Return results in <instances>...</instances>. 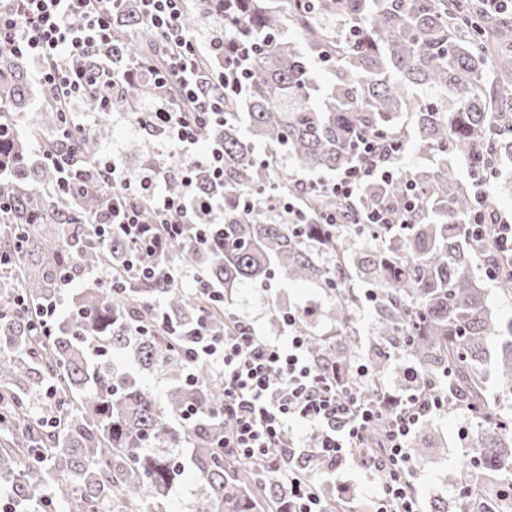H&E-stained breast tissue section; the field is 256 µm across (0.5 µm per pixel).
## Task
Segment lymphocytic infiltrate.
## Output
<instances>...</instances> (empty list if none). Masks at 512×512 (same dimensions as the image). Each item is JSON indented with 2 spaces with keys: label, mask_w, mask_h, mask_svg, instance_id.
I'll use <instances>...</instances> for the list:
<instances>
[{
  "label": "lymphocytic infiltrate",
  "mask_w": 512,
  "mask_h": 512,
  "mask_svg": "<svg viewBox=\"0 0 512 512\" xmlns=\"http://www.w3.org/2000/svg\"><path fill=\"white\" fill-rule=\"evenodd\" d=\"M136 2L144 27L168 51L165 66L150 72L153 96L137 121L164 134L178 155L181 193L168 194L157 170L133 176L104 155L68 161L45 153L41 160L56 170L58 188L73 197L100 190L105 181L123 188V199L101 203L95 230L104 242L116 234L127 240L130 255L124 274L130 281L201 287L205 281L200 274L167 257L166 248L176 237L205 247L224 221L223 199L199 194L194 176L201 159L214 178H223L224 151L213 146L199 158L193 148L209 124L223 122L224 93L243 73L248 55L237 54L217 79H210L198 56L204 51L223 55V32L200 45L182 25L185 0ZM120 3L0 0V46L34 61L36 80L64 100L86 97L103 82L121 87L134 79L137 66L116 71L104 61L90 68L72 65L111 41L112 11ZM357 152L356 164L333 179L304 184V191L353 201L366 184L393 178L395 148L362 137ZM466 233L475 242L493 235L499 257L484 262L482 270L492 281L506 277L503 259L512 257V225L479 205ZM307 314L304 308L281 313L271 335L258 334L252 322L237 314L228 333L206 323L179 332L188 366L205 364L224 380L225 426L217 447L233 449L266 476L286 480L284 512H328L312 476L331 474L353 456L379 479L373 512H420L407 441L422 417L447 410L455 398L451 374L427 375L408 365L404 397L394 402L372 397L364 391L371 377L368 365H358L344 379L334 364L310 354L302 325Z\"/></svg>",
  "instance_id": "1"
}]
</instances>
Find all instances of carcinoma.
Listing matches in <instances>:
<instances>
[{
    "label": "carcinoma",
    "mask_w": 512,
    "mask_h": 512,
    "mask_svg": "<svg viewBox=\"0 0 512 512\" xmlns=\"http://www.w3.org/2000/svg\"><path fill=\"white\" fill-rule=\"evenodd\" d=\"M201 2L224 19L225 55L239 47L254 52L242 93L224 98V124L203 136L224 145V182H213L205 164L196 168L199 192L226 201L224 231L199 251L186 238L173 239L169 254L226 291L242 283L266 288L273 280L328 289L336 303L327 315L344 330L341 346L315 336L309 350L347 371L359 354V337L348 327L360 296L345 283L372 284L379 294V338L403 345L425 371L452 369L457 396L478 410L485 429L472 439L477 451L469 465L512 473V431L486 406L478 376L494 339L501 346V395L512 398V322L504 328L492 320L472 268L493 252L487 243H469L463 230L480 191L484 206L495 209L493 191L479 185L480 172L512 160V90L495 88L489 78L492 68L504 79L512 73V32L493 27L471 0ZM333 18L343 19L345 29L332 28ZM288 26L308 53L283 38ZM112 27L116 45L98 49L87 63L104 57L116 68L161 63L162 47L140 34L133 0L114 11ZM309 54L331 58L334 83L321 105L312 99ZM415 87L426 96L413 97ZM27 89L23 57L0 47V190L10 195V207L0 212L6 271L0 282V474L11 481L17 508L171 512L169 489L188 470L202 485L194 512H282L287 485L256 479L250 462L212 447V437L224 433V383L205 365L196 367L195 383L187 382L174 337L153 326L150 302L159 298L178 330L199 319L224 329L211 293L141 283L112 291L94 282L72 296L51 336L38 335L31 315L17 312L19 297L32 310L90 271L104 280L117 276L128 253L124 238L102 243L93 233L88 221L98 210L95 199L63 196L55 171L30 163L32 142L51 151L61 147L70 104L44 94L40 123L22 136ZM148 92L143 78L114 100L131 108ZM407 112L414 115L411 125L403 120ZM108 117L96 113L93 132L69 140L77 155L99 156L112 136ZM373 134L402 148L413 143L431 163L366 185L352 204L315 194L297 198L310 224L268 216L271 169L257 161L255 142L273 153L287 150L303 170L341 172L357 161L358 138ZM450 154L467 162L469 182L444 167ZM149 165L166 172L170 193L181 192L180 166L155 158ZM245 189L249 213L227 204ZM410 191L418 200L402 231L381 230L355 243L318 223L327 210L352 221L368 207L399 205ZM122 351L175 388L157 399L136 375L111 364ZM387 361L374 359L369 391H382ZM189 407L201 411L195 427L179 425ZM185 445L193 451L180 466L168 449Z\"/></svg>",
    "instance_id": "obj_1"
}]
</instances>
